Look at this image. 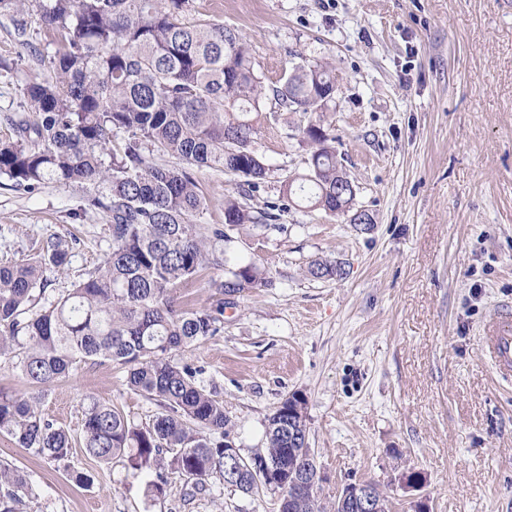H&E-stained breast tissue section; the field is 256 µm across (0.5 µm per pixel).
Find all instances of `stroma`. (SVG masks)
Returning a JSON list of instances; mask_svg holds the SVG:
<instances>
[{"label": "stroma", "mask_w": 512, "mask_h": 512, "mask_svg": "<svg viewBox=\"0 0 512 512\" xmlns=\"http://www.w3.org/2000/svg\"><path fill=\"white\" fill-rule=\"evenodd\" d=\"M191 15L237 32L266 90L252 142L265 181L248 191L223 172L196 171L207 200L197 223L223 225L230 197L261 211L306 173L298 129L309 117L279 107L271 89L284 71L318 64L336 83L321 124L374 225L359 231L303 204L279 225L233 231L229 262H257L272 284L232 296L222 333L172 359L199 369L246 457L264 452L279 403L303 393L328 498L351 482L419 471L420 491L391 488L405 512L422 496L430 512H512V377L495 373L479 341L512 306V0H194ZM47 46L39 25L20 37L0 15V136ZM109 224L77 188L28 192L0 177V263L55 242L68 252L65 269L44 270L38 306L100 263ZM325 259L346 277H311L309 265ZM0 389L38 395L42 414L73 441L64 466L0 435V462L33 489L21 512H279L276 494L219 483L194 495L175 479L155 496L142 476L88 457L84 400L140 426L159 411L127 387L121 364L83 362L40 388L0 368ZM72 469L92 487L76 485Z\"/></svg>", "instance_id": "obj_1"}]
</instances>
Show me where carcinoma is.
I'll return each instance as SVG.
<instances>
[{"instance_id": "carcinoma-1", "label": "carcinoma", "mask_w": 512, "mask_h": 512, "mask_svg": "<svg viewBox=\"0 0 512 512\" xmlns=\"http://www.w3.org/2000/svg\"><path fill=\"white\" fill-rule=\"evenodd\" d=\"M192 0H0L23 37L33 21L50 33L53 51L40 54L47 75L22 92L26 107L0 138V177L14 189L34 191L54 182L87 190L85 206L109 214L112 248L87 277L42 309L35 290L43 267H60L67 252L56 244L37 259L0 266V363L34 385L70 376L80 362L109 359L128 367L129 389L157 402L161 412L140 427L107 403H83V448L106 467L121 463L148 479L156 495L178 477L194 492L212 482L244 494L264 489L281 497L282 512H352L324 501L322 488L294 484L305 470L302 444L288 442V411L307 427V399L293 393L268 420L260 456L271 481L224 461L228 418L196 376L170 353L224 329V294L268 285L256 262L227 266L207 249L232 242L226 228L263 227L275 211L306 204L350 217L355 184L341 171L324 129H298L311 145L307 172L288 182L287 203L258 215L239 202L224 204V227L193 222L204 209L195 170L209 168L256 189L268 168L251 148L259 113L260 78L240 37L213 20H190ZM275 104L317 112L336 92L319 66L286 73L272 89ZM179 157L166 168L150 154ZM208 266L222 274L208 281L221 298L213 306L180 311L173 292ZM314 278H341L344 267L315 261ZM0 434L57 463L72 451L69 433L45 418L32 399L0 391ZM172 453L170 467L161 454ZM18 470L0 464V512H16L31 495Z\"/></svg>"}]
</instances>
